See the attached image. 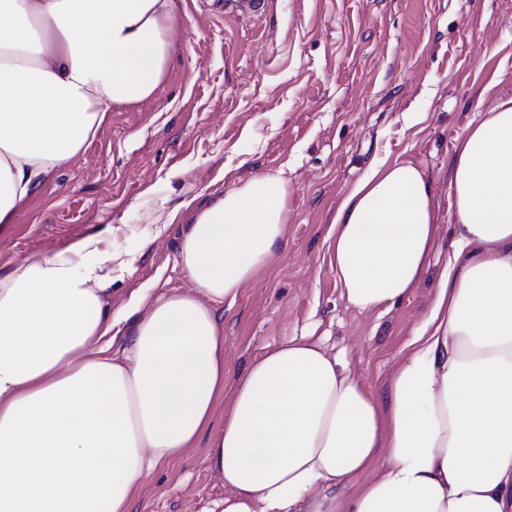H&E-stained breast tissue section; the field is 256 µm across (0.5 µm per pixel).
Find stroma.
Here are the masks:
<instances>
[{"instance_id":"stroma-1","label":"stroma","mask_w":512,"mask_h":512,"mask_svg":"<svg viewBox=\"0 0 512 512\" xmlns=\"http://www.w3.org/2000/svg\"><path fill=\"white\" fill-rule=\"evenodd\" d=\"M225 0H176L177 50L145 102L113 107L93 139L0 224V269L86 237L121 255L109 310L144 284L192 291L177 263L197 209L252 176L288 181L285 240L223 312L224 378L311 335L372 392L428 313L452 249L448 182L458 136L512 97V0H264L236 16ZM409 160L432 184L439 216L429 267L407 296L349 308L326 237L371 164ZM200 440L146 474L137 512H206L224 496Z\"/></svg>"}]
</instances>
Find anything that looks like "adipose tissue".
I'll return each instance as SVG.
<instances>
[{
    "label": "adipose tissue",
    "instance_id": "1",
    "mask_svg": "<svg viewBox=\"0 0 512 512\" xmlns=\"http://www.w3.org/2000/svg\"><path fill=\"white\" fill-rule=\"evenodd\" d=\"M175 12L176 0H0V48L25 53L0 61V224L113 106L153 96ZM448 195L434 303L378 397L306 336L224 387L219 310L282 246L281 176L195 213L178 252L194 294L145 288L109 313L113 257L95 237L0 270V512H134L144 473L204 435L220 512H512V98L458 139ZM437 225L420 167L373 164L327 235L347 305L403 299Z\"/></svg>",
    "mask_w": 512,
    "mask_h": 512
}]
</instances>
